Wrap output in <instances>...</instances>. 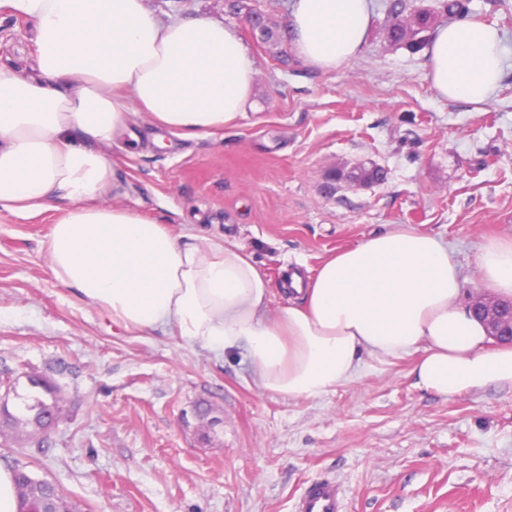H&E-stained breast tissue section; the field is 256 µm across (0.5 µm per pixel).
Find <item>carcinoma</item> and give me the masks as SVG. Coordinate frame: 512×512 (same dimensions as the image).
Segmentation results:
<instances>
[{"mask_svg": "<svg viewBox=\"0 0 512 512\" xmlns=\"http://www.w3.org/2000/svg\"><path fill=\"white\" fill-rule=\"evenodd\" d=\"M403 0H393L388 10L386 38L392 46H405L411 50L420 49L434 32L437 21L442 16L462 18L468 11L462 0H438L437 7L426 13H406ZM5 393L0 396V423L24 434L31 447L40 452L55 423L61 415L62 397L60 387L47 377L31 385L34 393L21 395L17 392L19 379L7 383ZM21 400L20 406L10 410L6 398L9 395ZM15 483L20 500V512H76V507L60 493L50 494L52 484L37 479L25 471L14 468Z\"/></svg>", "mask_w": 512, "mask_h": 512, "instance_id": "cac0c4a2", "label": "carcinoma"}]
</instances>
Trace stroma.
Masks as SVG:
<instances>
[{
  "instance_id": "1",
  "label": "stroma",
  "mask_w": 512,
  "mask_h": 512,
  "mask_svg": "<svg viewBox=\"0 0 512 512\" xmlns=\"http://www.w3.org/2000/svg\"><path fill=\"white\" fill-rule=\"evenodd\" d=\"M292 2L145 0L161 21L207 15L234 31L260 74L253 108L217 133L164 136L135 118L139 146L124 133L104 147L114 199L172 235L239 243L269 278L275 312L289 269H316L397 224L446 241L470 297L479 246L512 237V0L467 2L509 52L484 104L441 98L424 50L389 46L391 0H372L361 53L330 72L289 40L250 37L249 12L281 30ZM33 51L29 21L0 22L1 64L29 72ZM362 164L383 181L323 193L328 169ZM59 215L0 212V374L49 375L63 397L45 451L0 446L1 466L51 480L78 512H292L323 477L341 485L344 512H512L511 385L428 391L414 354L364 357L356 381L317 399L262 392L244 351L127 330L56 280L45 245Z\"/></svg>"
}]
</instances>
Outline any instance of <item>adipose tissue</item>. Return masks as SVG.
Here are the masks:
<instances>
[{
  "instance_id": "1",
  "label": "adipose tissue",
  "mask_w": 512,
  "mask_h": 512,
  "mask_svg": "<svg viewBox=\"0 0 512 512\" xmlns=\"http://www.w3.org/2000/svg\"><path fill=\"white\" fill-rule=\"evenodd\" d=\"M30 20L36 73L0 66V211L40 214L65 200L46 253L54 277L133 331L171 329L185 342L245 349L255 383L318 398L355 381L361 353L421 352L420 386L456 394L512 386V345H492L461 301V270L442 240L409 224L366 238L304 276L271 313L265 273L235 242L163 225L113 201L111 142L141 112L181 138L213 134L252 105L255 60L236 34L205 17L158 20L144 0H0ZM371 0H294L287 32L307 63L331 71L356 58ZM427 78L444 99L484 103L506 57L497 24L439 26ZM488 294L512 299V238L476 256Z\"/></svg>"
}]
</instances>
